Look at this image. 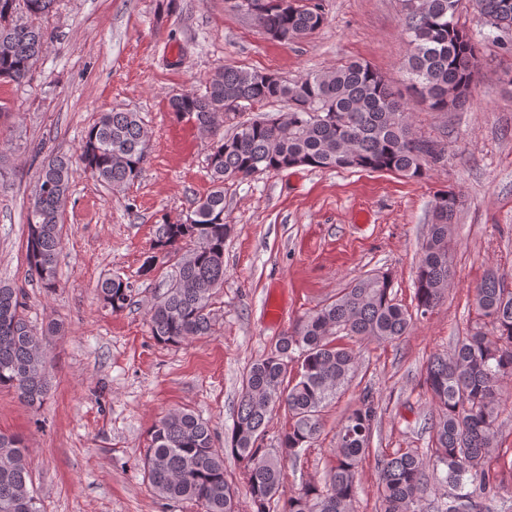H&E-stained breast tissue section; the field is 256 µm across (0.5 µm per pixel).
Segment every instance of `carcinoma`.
<instances>
[{
	"label": "carcinoma",
	"instance_id": "1",
	"mask_svg": "<svg viewBox=\"0 0 512 512\" xmlns=\"http://www.w3.org/2000/svg\"><path fill=\"white\" fill-rule=\"evenodd\" d=\"M54 2L0 0V80L30 78L53 39L36 19ZM401 2L407 4L403 32L409 45L403 91L370 64L351 61L292 80L224 66L206 79L204 91L172 98L173 112L214 138L208 158L212 187L185 218L159 227L158 245L174 250L178 261L175 279L147 312L158 342L181 344L213 329V297L224 285L226 180H247L291 164L394 172L418 180L444 161V144L414 130L411 105L421 103L435 112L466 106L477 76L472 59L478 43L460 25V13L469 7L488 27L485 38L502 45L512 37V0ZM248 19L286 44L318 30L325 12L321 3L284 11L280 0H266L264 13ZM276 102L286 103L288 110L273 123L262 109ZM254 110L259 114L241 119ZM324 112L335 113L336 121L320 118ZM226 125L231 131L225 134ZM148 141L138 113L102 112L79 143L82 171L121 192L141 176ZM73 174L68 160L45 158L29 202L26 260L30 274L49 291L57 284L61 207ZM459 205L450 185L434 194L414 284L415 310L422 317L444 299L451 276L448 235ZM505 281L503 273L487 274L475 293L483 323L458 337L452 354L428 360L423 384L435 410L432 447L399 448L377 459L380 512H419L424 495L439 490L437 512H512V491L492 464L501 387L512 380V289ZM100 293L115 310L132 300L131 286L118 275L104 280ZM24 307L21 291L0 284V388H11L35 405L48 390L47 360ZM414 314L394 302L387 276L354 280L249 365L224 447H215L211 424L191 411L174 410L157 420L143 461L144 478L162 500L189 502L202 512H239L237 489L224 472L229 455L244 469L251 512H270L273 505L277 512H355L358 468L377 423L371 394H364L341 422L323 482H309L285 497L282 462L318 439L322 408L352 381L358 359L340 340L398 339L411 331ZM282 407L291 423L273 453L262 442L272 413ZM30 485L26 440L0 432V512H40Z\"/></svg>",
	"mask_w": 512,
	"mask_h": 512
}]
</instances>
